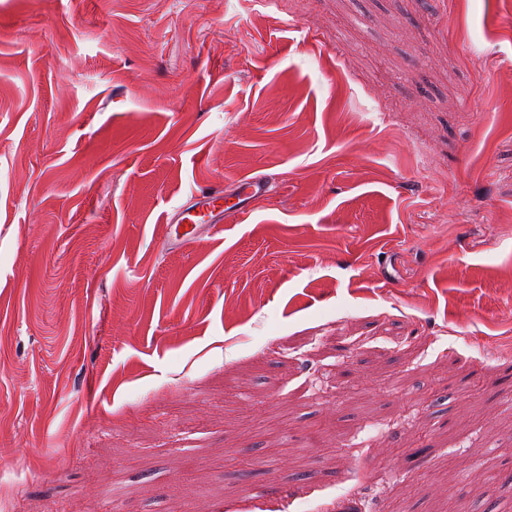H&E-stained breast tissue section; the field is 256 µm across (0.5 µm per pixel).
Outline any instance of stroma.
I'll return each instance as SVG.
<instances>
[{
    "mask_svg": "<svg viewBox=\"0 0 512 512\" xmlns=\"http://www.w3.org/2000/svg\"><path fill=\"white\" fill-rule=\"evenodd\" d=\"M509 269L512 0H0V512H512ZM224 214V193L219 190L203 192L196 201L183 206L167 225V242L180 246L196 239L203 230L215 228L216 217Z\"/></svg>",
    "mask_w": 512,
    "mask_h": 512,
    "instance_id": "35a3bbf8",
    "label": "stroma"
}]
</instances>
